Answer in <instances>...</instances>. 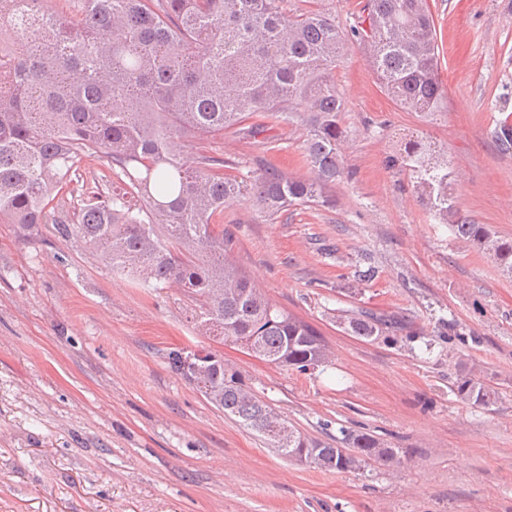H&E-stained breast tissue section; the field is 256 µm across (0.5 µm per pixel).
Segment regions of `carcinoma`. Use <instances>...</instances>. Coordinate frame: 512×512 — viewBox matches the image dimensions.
I'll list each match as a JSON object with an SVG mask.
<instances>
[{"mask_svg":"<svg viewBox=\"0 0 512 512\" xmlns=\"http://www.w3.org/2000/svg\"><path fill=\"white\" fill-rule=\"evenodd\" d=\"M40 2L0 0V222L24 231L51 222L137 286L181 289L204 333L251 339L268 363L302 373L329 363L320 334L257 288L214 224L238 203L273 221L321 202L324 187L342 179L345 105L333 70L346 45L367 51L403 108L439 111L446 91L428 0H365L348 31L319 10L287 15L280 0H81L75 19L46 14ZM271 121L303 130L311 176L244 173L220 154L202 150L189 163L176 152L226 131L255 137ZM99 154L120 184L87 196L73 220L59 196L79 176L77 163ZM387 164L409 172L434 219L512 276V238L466 217L448 221L451 172L436 144L405 137ZM336 321L368 340L386 325L363 310ZM205 359L199 377L182 351L169 353L175 372L285 458L337 471L402 462L401 449L368 433L341 431L343 450L303 437L221 356ZM457 390L477 406L497 398L474 375Z\"/></svg>","mask_w":512,"mask_h":512,"instance_id":"obj_1","label":"carcinoma"}]
</instances>
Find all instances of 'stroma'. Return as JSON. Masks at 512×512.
<instances>
[{
  "mask_svg": "<svg viewBox=\"0 0 512 512\" xmlns=\"http://www.w3.org/2000/svg\"><path fill=\"white\" fill-rule=\"evenodd\" d=\"M364 0H282L353 25ZM446 98L409 112L349 46L336 84L351 175L331 205L289 207L267 223L225 208L238 266L317 330L329 366L307 373L253 360L194 325L174 288L135 287L98 253L51 226L0 223V512H512V277L419 204L388 156L407 133L435 141L452 171L454 209L512 237V0H429ZM209 150L243 169L304 177L302 135L225 133ZM64 207L115 182L84 159ZM373 266L362 281L358 269ZM369 310L395 322L370 341L333 315ZM460 334L449 342V333ZM174 349L223 355L289 426L312 440L360 430L405 451L325 471L284 458L209 403L170 366ZM475 371L499 393L487 408L458 396Z\"/></svg>",
  "mask_w": 512,
  "mask_h": 512,
  "instance_id": "stroma-1",
  "label": "stroma"
}]
</instances>
